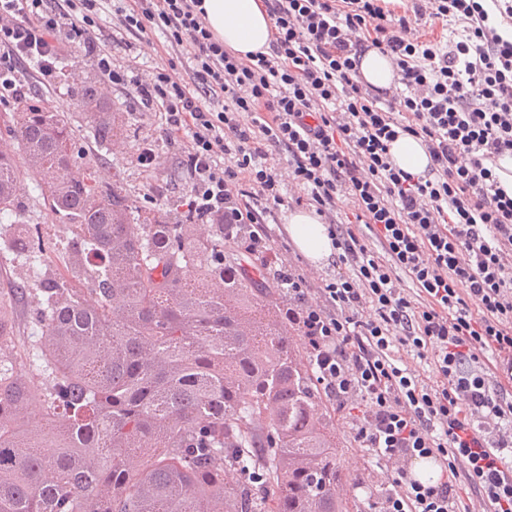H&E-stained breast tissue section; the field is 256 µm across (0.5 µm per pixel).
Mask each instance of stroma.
<instances>
[{
	"mask_svg": "<svg viewBox=\"0 0 512 512\" xmlns=\"http://www.w3.org/2000/svg\"><path fill=\"white\" fill-rule=\"evenodd\" d=\"M118 18L112 10L100 14L95 31L99 46L109 50L115 64L138 70L148 66L164 65L169 60L161 44L160 32L148 35H127L124 40L112 39ZM56 77L43 81L34 67L23 66V80L48 107L65 113L73 132V159L77 168L98 172L101 176L119 180L127 193L145 212L168 211L177 215L185 210L191 195L192 179L182 163L183 141H168L164 117L159 108H146L132 97L125 85L105 89L107 98L118 121L124 127L123 136L111 145L96 142L88 131L85 114L79 106L77 91L86 82L99 81L100 75L85 56L81 47L69 48L62 57ZM154 149L156 162L153 168H144L139 156L144 149ZM19 209L22 217H33L48 248L41 260L49 273L64 272L65 266L56 246L67 234L68 221L45 205L34 177L26 164H19ZM360 413L339 411L333 427L336 441L344 448L342 488L349 501L355 502L359 512H377L375 508L381 494L390 488L394 471L378 461L356 439Z\"/></svg>",
	"mask_w": 512,
	"mask_h": 512,
	"instance_id": "1",
	"label": "stroma"
}]
</instances>
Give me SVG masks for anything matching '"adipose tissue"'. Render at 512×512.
Wrapping results in <instances>:
<instances>
[{"instance_id":"ef3b65f1","label":"adipose tissue","mask_w":512,"mask_h":512,"mask_svg":"<svg viewBox=\"0 0 512 512\" xmlns=\"http://www.w3.org/2000/svg\"><path fill=\"white\" fill-rule=\"evenodd\" d=\"M202 6L210 30L225 48L242 56L268 52L272 25L261 0H202ZM288 232L312 263H325L335 252L327 225L314 211L290 213Z\"/></svg>"}]
</instances>
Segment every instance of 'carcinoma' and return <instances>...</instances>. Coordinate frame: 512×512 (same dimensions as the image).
<instances>
[{
  "label": "carcinoma",
  "mask_w": 512,
  "mask_h": 512,
  "mask_svg": "<svg viewBox=\"0 0 512 512\" xmlns=\"http://www.w3.org/2000/svg\"><path fill=\"white\" fill-rule=\"evenodd\" d=\"M79 104L100 144L120 135L94 86ZM11 131L70 224L67 273L36 271L0 304L2 327L34 302L29 346L0 351V512H352L332 413L271 273L222 224L200 236L166 211L135 220L118 182L73 165L64 113L26 94ZM17 190L0 155V215ZM19 245L45 250L24 228Z\"/></svg>",
  "instance_id": "obj_1"
}]
</instances>
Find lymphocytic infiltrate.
Instances as JSON below:
<instances>
[{"instance_id":"lymphocytic-infiltrate-1","label":"lymphocytic infiltrate","mask_w":512,"mask_h":512,"mask_svg":"<svg viewBox=\"0 0 512 512\" xmlns=\"http://www.w3.org/2000/svg\"><path fill=\"white\" fill-rule=\"evenodd\" d=\"M102 2L0 0V105L17 99L21 63L53 77L67 44L84 47L104 84L159 105L168 137H190L189 211L228 233L251 225L247 250L284 286L321 389L363 407L359 440L396 465L379 512H469L460 476L484 512H512V197L493 173L512 153V0H413L409 17L388 0H263L271 48L245 57L214 38L201 0H117L121 30L160 31L190 61L188 82L171 66L116 67L93 39ZM426 17L457 23L459 41L416 37ZM372 49L390 58L395 89L362 80ZM401 135L428 152L425 176L393 163ZM274 147L329 226L331 277L311 280L274 245ZM340 198L364 233L338 221ZM399 271L414 294L397 288ZM412 358L435 377L409 369ZM419 458L439 464L436 483L413 475Z\"/></svg>"}]
</instances>
